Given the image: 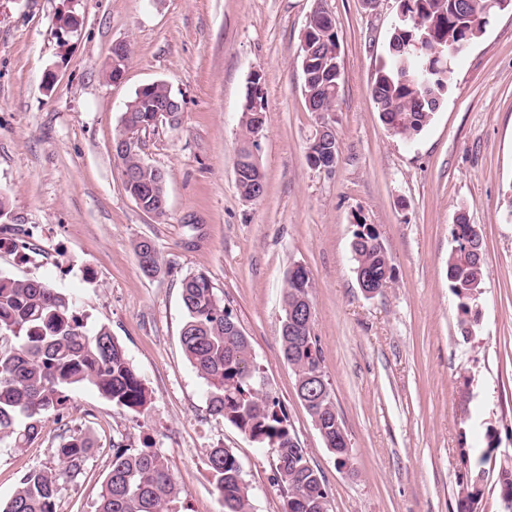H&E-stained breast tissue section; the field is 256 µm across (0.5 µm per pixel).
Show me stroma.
Segmentation results:
<instances>
[{
  "instance_id": "1",
  "label": "stroma",
  "mask_w": 512,
  "mask_h": 512,
  "mask_svg": "<svg viewBox=\"0 0 512 512\" xmlns=\"http://www.w3.org/2000/svg\"><path fill=\"white\" fill-rule=\"evenodd\" d=\"M335 19L342 79L333 111H309L301 44L316 3ZM396 0H0V274L72 294L89 326L104 325L152 395L143 413L92 388L68 393L25 450L0 443V501L28 470L54 467L82 433L93 448L61 484L58 512H96L112 447L150 444L168 459L178 512H219L206 467L229 448L252 489V512H282L270 449L213 418L207 387L180 342L181 283L205 273L251 342L288 423L329 491L331 512H458L460 451L487 426L499 449L478 512H502L498 473L512 465V12L497 14L452 67L454 81L411 141L382 123L371 96L386 60ZM132 52L121 80L104 77L113 43ZM264 90L257 155L266 191L242 197L236 164L242 107ZM161 81L184 102L177 125L143 133V161L165 172L167 211L143 212L113 154L122 111ZM331 125L332 171L307 148ZM479 225V317L459 325L448 282L458 214ZM374 225L395 282L359 288L351 241ZM153 241L161 270L134 252ZM303 267L313 284V334L351 442L337 466L296 392L280 344L283 289ZM470 382L461 402L459 385Z\"/></svg>"
}]
</instances>
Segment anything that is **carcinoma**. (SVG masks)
I'll return each instance as SVG.
<instances>
[{"label":"carcinoma","instance_id":"cac0c4a2","mask_svg":"<svg viewBox=\"0 0 512 512\" xmlns=\"http://www.w3.org/2000/svg\"><path fill=\"white\" fill-rule=\"evenodd\" d=\"M407 19L396 24L401 42L447 40L458 46H470L483 34L492 16L497 14L492 0H475V11L460 7L461 0H399ZM435 21L432 32L426 22ZM326 39L339 44L338 31L317 23L310 47L319 61L302 75L308 78L307 91L321 112H330L335 104L342 77L341 58L335 64L321 63ZM451 54L432 57L414 48L400 55H388L379 67L371 87L372 99L381 120L392 134L402 140L417 136L432 118L429 104L421 103L422 83L431 79V92L443 96L448 91L454 69ZM172 95L164 83H152L134 94L140 111L131 112L128 123L146 124L152 110L164 105ZM250 147L241 149L238 164L244 167L237 181L242 197L254 190L255 180L264 177L261 166L249 161ZM307 160L314 168L336 163L325 155L324 147L309 144ZM121 167L137 174L127 192L138 195L145 206L160 218L166 211V176L145 164L132 151L120 158ZM351 243L355 269L368 277L373 290L382 291L394 282L391 259L370 224H359ZM455 248L448 257V281L459 300L460 324L472 322L474 299L471 290L481 288L484 273L483 235L477 224L462 216L453 228ZM134 251L141 270L149 274L161 270L154 245L139 240ZM312 283L307 272L298 268L289 272L283 292L288 308L305 298L312 300ZM181 298L185 321L181 343L190 364L207 387L209 414L233 425L261 448L276 449L273 481L284 494L283 512H329V492L320 471L305 466L304 451L288 446L287 417L280 403L261 387L262 377L255 363L252 346L238 323L224 307V301L203 273L182 280ZM283 356L292 365L298 380L313 375L323 361L317 337L311 325L290 329L281 326ZM90 386L113 404L135 413L146 410L151 395L128 362L125 351L102 325L87 328L71 296L42 280L19 279L0 275V442L9 441L16 450L29 446L39 435L42 418L57 412L75 387ZM301 386L298 397L308 401L307 409L318 425L326 447L346 466L344 447L337 430L341 418L332 392H308ZM496 435L485 431V446L463 448L460 456L466 471L459 492L460 512H476L484 495V486L476 477L485 473L488 452L495 448ZM91 450L90 441L81 434L69 436L57 448L58 466L32 469L19 480L12 496L0 512H58L61 482L74 479ZM206 466L221 505V512H251V489L245 482L235 455L220 446L209 449ZM179 491L166 458L150 446L112 448L111 466L102 482L96 512H173Z\"/></svg>","mask_w":512,"mask_h":512}]
</instances>
